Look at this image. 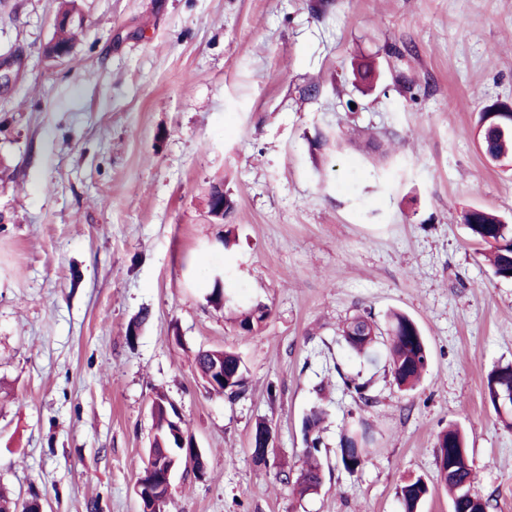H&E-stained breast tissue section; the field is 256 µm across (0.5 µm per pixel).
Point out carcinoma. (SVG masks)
<instances>
[{"label":"carcinoma","instance_id":"obj_1","mask_svg":"<svg viewBox=\"0 0 512 512\" xmlns=\"http://www.w3.org/2000/svg\"><path fill=\"white\" fill-rule=\"evenodd\" d=\"M84 34L83 19H75L68 26L55 28L52 42L74 45ZM480 149L495 164L512 162V107L493 105L481 113L478 125ZM462 224L471 237L484 244L488 253L492 275L512 281V224L496 211L487 208H470L461 215ZM270 316L267 306H255L234 312V321L241 336L258 332ZM386 336V358L393 383L398 390L414 391L426 374L430 351L418 323L408 314L392 310L386 316L385 328H380L371 312L362 310L349 318L340 329V336L351 350L367 354L372 352L378 337ZM196 367L209 394L238 396L245 390L246 366L243 359L227 349H202L196 354ZM488 398L503 427L512 428V407L501 409L500 397L512 396V364L501 365L487 376ZM172 404L163 396L152 402L155 433L148 449L147 460L139 480L150 483L153 493L141 501L142 512H164L169 499V489L161 478L172 459L181 458L184 449L179 447V428L171 419ZM324 419L322 408L314 406L302 419L305 465L294 481V490L305 496L317 492L324 479L320 453V426ZM373 437L362 422L347 428L340 439V462L346 471H357L367 459ZM437 478L433 484L420 477L411 479L400 488L403 512H420L424 500L436 487L444 488L451 498L454 512H489V500L474 492V462L466 436L456 424L440 431L436 437Z\"/></svg>","mask_w":512,"mask_h":512}]
</instances>
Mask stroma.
<instances>
[{
  "label": "stroma",
  "instance_id": "1",
  "mask_svg": "<svg viewBox=\"0 0 512 512\" xmlns=\"http://www.w3.org/2000/svg\"><path fill=\"white\" fill-rule=\"evenodd\" d=\"M61 2L0 0V488L46 512H140L162 394L204 461L177 469L166 512H402L451 422L475 492L512 512V429L485 390L512 363V282L460 222L512 220V163L477 142L480 113L512 106V0H75L86 34L53 59ZM348 130L390 153L315 143ZM258 303L268 320L239 335L229 310ZM364 309L421 326L414 393L342 340ZM202 348L242 357L244 393L205 392ZM314 405L325 478L301 498L282 477ZM354 417L377 450L350 473L337 448ZM260 423L275 451L259 466Z\"/></svg>",
  "mask_w": 512,
  "mask_h": 512
}]
</instances>
